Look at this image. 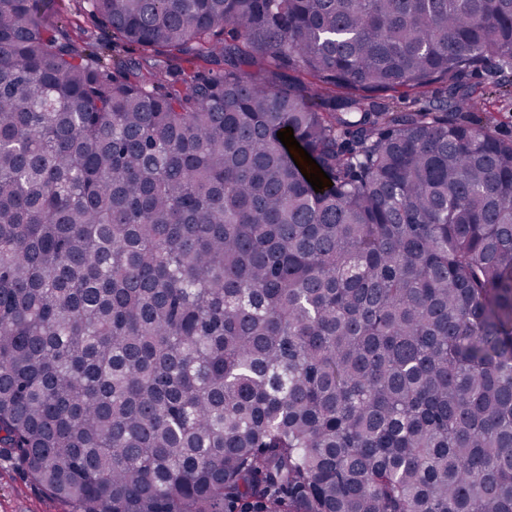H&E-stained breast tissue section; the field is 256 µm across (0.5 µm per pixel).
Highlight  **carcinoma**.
Returning a JSON list of instances; mask_svg holds the SVG:
<instances>
[{
	"instance_id": "1",
	"label": "carcinoma",
	"mask_w": 512,
	"mask_h": 512,
	"mask_svg": "<svg viewBox=\"0 0 512 512\" xmlns=\"http://www.w3.org/2000/svg\"><path fill=\"white\" fill-rule=\"evenodd\" d=\"M85 2L142 61L0 0V457L77 512H512V139L457 117L512 0ZM370 105L377 106L388 105L399 110L413 111L424 105V100L416 101L413 95H404L400 92H389L386 96H380L369 100Z\"/></svg>"
}]
</instances>
